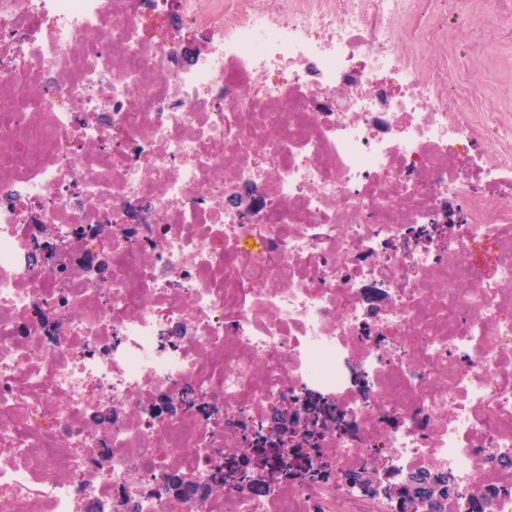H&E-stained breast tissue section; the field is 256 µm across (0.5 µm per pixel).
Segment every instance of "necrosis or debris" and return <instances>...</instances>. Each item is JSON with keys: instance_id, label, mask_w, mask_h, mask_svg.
Returning <instances> with one entry per match:
<instances>
[{"instance_id": "obj_1", "label": "necrosis or debris", "mask_w": 512, "mask_h": 512, "mask_svg": "<svg viewBox=\"0 0 512 512\" xmlns=\"http://www.w3.org/2000/svg\"><path fill=\"white\" fill-rule=\"evenodd\" d=\"M176 7L213 36L176 66ZM429 0H0V512H398L345 480L445 471L442 512H512V123L453 111ZM358 92H348L350 83ZM263 205L240 219L243 193ZM463 204L451 246L442 210ZM110 274L63 278L30 249L52 225L86 258L131 210ZM193 387L224 414L152 411ZM331 402L350 432L332 482H208L240 410ZM110 465L82 475L101 457ZM150 459L156 480L135 458Z\"/></svg>"}]
</instances>
